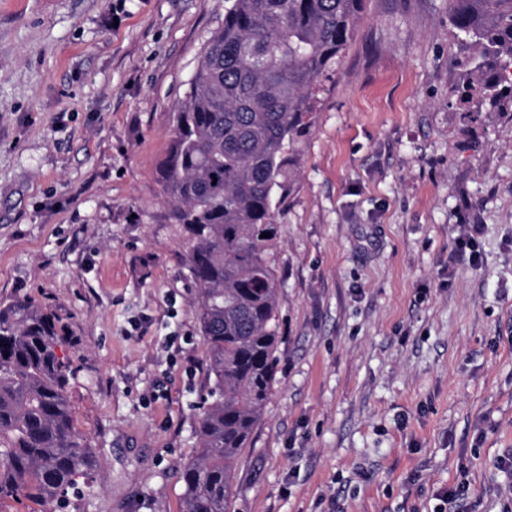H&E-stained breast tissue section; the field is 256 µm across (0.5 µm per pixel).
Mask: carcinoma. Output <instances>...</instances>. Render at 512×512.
Segmentation results:
<instances>
[{"label":"carcinoma","instance_id":"cac0c4a2","mask_svg":"<svg viewBox=\"0 0 512 512\" xmlns=\"http://www.w3.org/2000/svg\"><path fill=\"white\" fill-rule=\"evenodd\" d=\"M363 3L231 0L171 114L159 185L186 247L212 378L180 512H231L234 465L277 383L276 209L294 191L317 83L338 68ZM449 22L474 54L461 102L477 92L497 114L511 112L512 0H450ZM58 342L40 306L0 304V501L58 502L94 470Z\"/></svg>","mask_w":512,"mask_h":512}]
</instances>
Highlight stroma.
Masks as SVG:
<instances>
[{
    "label": "stroma",
    "instance_id": "obj_1",
    "mask_svg": "<svg viewBox=\"0 0 512 512\" xmlns=\"http://www.w3.org/2000/svg\"><path fill=\"white\" fill-rule=\"evenodd\" d=\"M227 0H0V303L52 313L97 467L179 512L207 351L157 166ZM449 0H365L276 212L278 383L232 512H512V119H461ZM477 225V265L456 239Z\"/></svg>",
    "mask_w": 512,
    "mask_h": 512
}]
</instances>
